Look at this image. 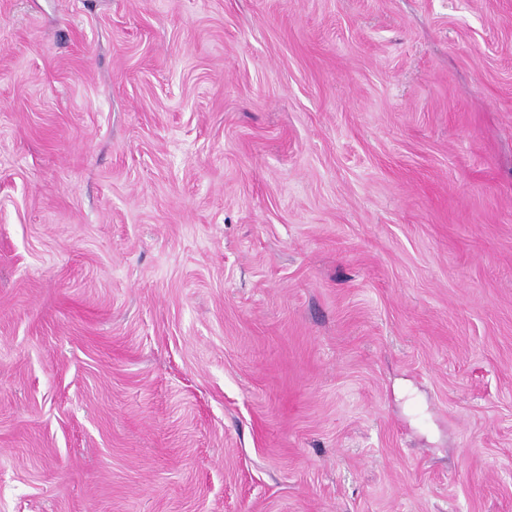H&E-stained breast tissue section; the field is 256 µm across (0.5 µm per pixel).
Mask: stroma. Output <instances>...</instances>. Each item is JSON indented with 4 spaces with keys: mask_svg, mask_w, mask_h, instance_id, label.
I'll use <instances>...</instances> for the list:
<instances>
[{
    "mask_svg": "<svg viewBox=\"0 0 512 512\" xmlns=\"http://www.w3.org/2000/svg\"><path fill=\"white\" fill-rule=\"evenodd\" d=\"M0 512H512V0H0Z\"/></svg>",
    "mask_w": 512,
    "mask_h": 512,
    "instance_id": "1",
    "label": "stroma"
}]
</instances>
